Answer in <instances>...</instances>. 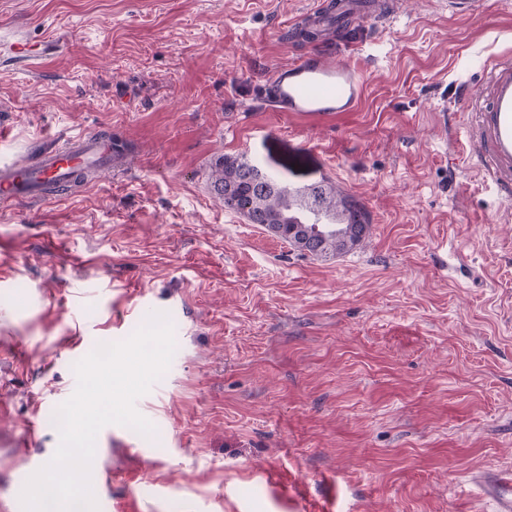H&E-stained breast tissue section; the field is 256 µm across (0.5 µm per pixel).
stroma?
<instances>
[{
    "label": "stroma",
    "mask_w": 512,
    "mask_h": 512,
    "mask_svg": "<svg viewBox=\"0 0 512 512\" xmlns=\"http://www.w3.org/2000/svg\"><path fill=\"white\" fill-rule=\"evenodd\" d=\"M311 0H0V156L111 129V179L0 204V512L75 364L166 313L176 352L136 402L147 438L109 425L98 512H493L512 471V204L467 147L461 93L512 52V0L468 18L400 0L329 48L358 56L369 105L337 126L278 118L257 80L309 43ZM58 49L36 71L11 43ZM243 156L288 186L330 181L371 218L365 245L302 255L206 190ZM40 432L26 440L31 422ZM57 41L53 39H47L44 42V48L40 54L32 53V45L27 42H17L11 47V56L13 63L20 68H29L31 60L40 57L43 59L50 51L55 48Z\"/></svg>",
    "instance_id": "stroma-1"
}]
</instances>
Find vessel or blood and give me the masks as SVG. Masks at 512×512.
<instances>
[{
  "instance_id": "b4317fda",
  "label": "vessel or blood",
  "mask_w": 512,
  "mask_h": 512,
  "mask_svg": "<svg viewBox=\"0 0 512 512\" xmlns=\"http://www.w3.org/2000/svg\"><path fill=\"white\" fill-rule=\"evenodd\" d=\"M363 0H315L301 24L328 30L353 21ZM271 111L294 121L341 122L360 112L367 92L362 64L336 61L310 51L297 62L272 68L258 87ZM470 115L467 138L482 173L504 198L512 197V53L496 55L483 79L463 100ZM130 145L111 132L80 133L27 159H0V203L42 204L80 194L111 174ZM497 512H512V473L493 478Z\"/></svg>"
}]
</instances>
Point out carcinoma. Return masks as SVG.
I'll return each mask as SVG.
<instances>
[{
    "mask_svg": "<svg viewBox=\"0 0 512 512\" xmlns=\"http://www.w3.org/2000/svg\"><path fill=\"white\" fill-rule=\"evenodd\" d=\"M208 179L225 209L311 257L346 254L369 233L366 208L332 182L290 188L243 156L223 157Z\"/></svg>",
    "mask_w": 512,
    "mask_h": 512,
    "instance_id": "cac0c4a2",
    "label": "carcinoma"
}]
</instances>
